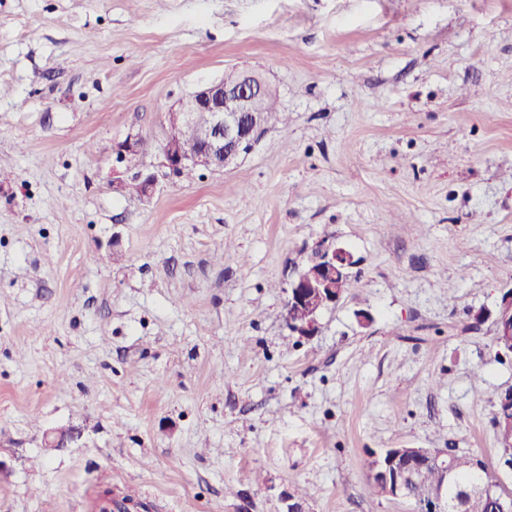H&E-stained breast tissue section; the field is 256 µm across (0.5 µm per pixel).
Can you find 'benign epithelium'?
<instances>
[{"mask_svg": "<svg viewBox=\"0 0 512 512\" xmlns=\"http://www.w3.org/2000/svg\"><path fill=\"white\" fill-rule=\"evenodd\" d=\"M266 80L259 74L243 71L236 83L214 81L199 88L179 102L166 114L172 128L191 126L198 113H209V122L197 131L195 141L188 145L178 139L167 138L160 151L165 166L178 177L185 170L224 168L249 153L265 129L264 112L267 108ZM317 268L298 272L288 280L286 310L305 306L310 317L297 323L285 314L292 332L300 336H313L319 330V315L339 299L336 280L354 265L353 254L327 241L314 248ZM496 325L501 335L512 336V290L502 297ZM406 460V478L417 477L423 463L433 462L444 476L453 475L451 459L454 453L429 448H389L373 457L371 476L385 485L389 496L402 497L398 473L392 467L399 459ZM443 487L431 490L427 499L419 503V512H460V503L453 505L442 494Z\"/></svg>", "mask_w": 512, "mask_h": 512, "instance_id": "obj_1", "label": "benign epithelium"}]
</instances>
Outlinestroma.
Segmentation results:
<instances>
[{
	"mask_svg": "<svg viewBox=\"0 0 512 512\" xmlns=\"http://www.w3.org/2000/svg\"><path fill=\"white\" fill-rule=\"evenodd\" d=\"M232 67L287 128L160 174L166 112ZM321 240L357 264L305 337ZM510 290L512 0H0V512H415L369 490L389 448L512 489ZM496 325L501 331L498 336L497 327L492 336V344L497 351L503 350L505 346V336H512V290L502 297V301L498 310ZM504 352L500 351V354ZM498 400L493 416L497 439L502 448L501 459L506 455L512 457V390L505 392Z\"/></svg>",
	"mask_w": 512,
	"mask_h": 512,
	"instance_id": "stroma-1",
	"label": "stroma"
}]
</instances>
